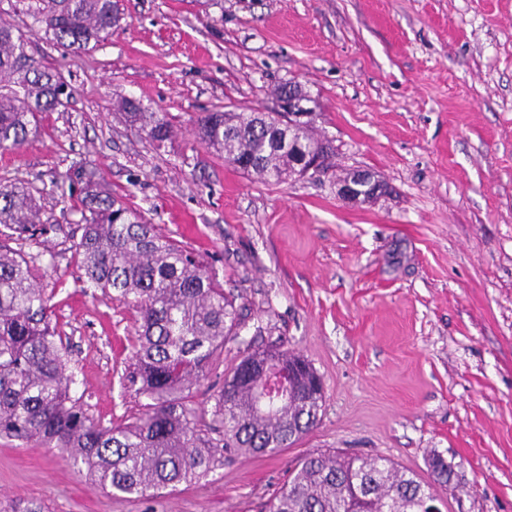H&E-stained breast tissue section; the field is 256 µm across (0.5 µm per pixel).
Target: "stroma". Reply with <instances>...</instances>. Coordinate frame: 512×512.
Masks as SVG:
<instances>
[{
  "instance_id": "1",
  "label": "stroma",
  "mask_w": 512,
  "mask_h": 512,
  "mask_svg": "<svg viewBox=\"0 0 512 512\" xmlns=\"http://www.w3.org/2000/svg\"><path fill=\"white\" fill-rule=\"evenodd\" d=\"M126 22L68 54L0 0L71 82L69 103L0 155V180L42 188L97 168L114 193L211 265L246 307L224 363L276 344L320 374L317 426L273 455L224 461L151 500L79 477L58 449L0 439V512H259L307 453L382 457L431 481L455 464L446 512H512V0H121ZM299 83L335 176L274 184L242 174L195 136L211 110L269 112ZM127 97L167 113L156 146L112 112ZM386 191L342 199L336 175ZM47 242L14 244L41 267L74 394L93 417L138 413L124 388L134 313L82 287L71 245L79 213L45 193Z\"/></svg>"
}]
</instances>
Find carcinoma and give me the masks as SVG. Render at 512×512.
<instances>
[{
    "mask_svg": "<svg viewBox=\"0 0 512 512\" xmlns=\"http://www.w3.org/2000/svg\"><path fill=\"white\" fill-rule=\"evenodd\" d=\"M55 46L89 51L112 37L123 14L117 0H14ZM62 72L34 56L31 41L0 23V151L20 148L42 114L69 97ZM125 121L160 146L175 130L166 113L124 98ZM201 143L237 170L264 181L298 175L302 149L333 168L329 142L312 121L288 128L279 112L204 113ZM75 203L81 235L72 245L85 288H97L137 314L135 379L142 411L120 422L90 416L72 396L76 374L57 316L39 284L41 268L11 243L38 241L53 225L42 220L37 190L24 182L0 186V438L24 448L39 444L67 454L79 476L111 495L150 499L208 476L235 454H275L316 426L325 402L322 380L303 357L279 348H249L224 374L211 421L192 406L195 390L238 335L242 308L215 271L141 211L112 191L93 169L52 184ZM433 483L381 458L319 450L297 460L288 482L264 512H419L437 496L453 468L438 455Z\"/></svg>",
    "mask_w": 512,
    "mask_h": 512,
    "instance_id": "carcinoma-1",
    "label": "carcinoma"
}]
</instances>
